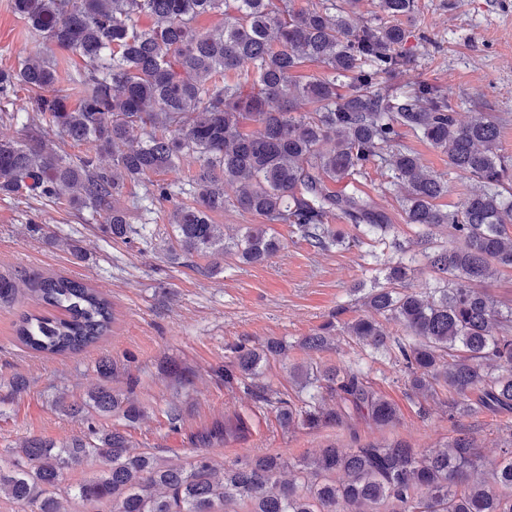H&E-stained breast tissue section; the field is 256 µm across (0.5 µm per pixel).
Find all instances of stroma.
<instances>
[{
    "label": "stroma",
    "instance_id": "35a3bbf8",
    "mask_svg": "<svg viewBox=\"0 0 512 512\" xmlns=\"http://www.w3.org/2000/svg\"><path fill=\"white\" fill-rule=\"evenodd\" d=\"M12 3L0 0V68L41 52L57 59L60 80L82 69L79 56L31 39ZM403 26L402 50L410 61L403 82L427 80L441 86L458 121H469L477 112L498 115L500 149L512 158V0H415L414 12ZM401 143L428 171L445 175L448 192L438 199L439 208L461 209L472 181L450 170L447 157L420 136L403 134ZM199 166L191 156L162 173L175 196L149 213L132 206L142 188L127 189L121 204L129 223L148 224L150 237L145 241L109 238L99 230V218L63 203L0 196V274L25 268L85 282L106 295L114 315L112 332L105 339L78 353L45 357L22 348L14 333L21 317L38 312V305L21 297L0 307V451L20 447L31 436L61 440L83 435L85 423L65 416L54 402L62 396L83 397L94 389L101 381L96 362L107 355L115 368L113 387L137 379L133 397L146 415L134 424L114 415L98 420V427L120 431L133 451L154 453L168 465L187 464L199 452L219 467L264 453L295 465L331 444L351 448L358 442L394 440L430 451L466 434L478 440L485 467H492L501 445L512 436L506 416L449 417L440 400L410 395L402 368L392 358L372 355L369 347L344 334H337L333 349L322 353L299 346L332 315L348 322L367 314V295L388 285L384 263L398 260L401 249H414L418 228L405 219L400 185L391 184L374 167L358 183L389 214L391 234L400 249L366 238L356 246L320 251L280 224L276 230L281 248L275 255L254 265L228 255L215 272L207 260L189 259L176 250L170 223L175 205L189 203L182 190ZM34 223L43 225V233L29 232ZM71 240L82 246L84 258L70 253ZM270 338L288 346L282 358L261 367L259 383L273 396L296 399L294 367L357 365L398 407L399 422L380 429L355 418L339 427L283 430L274 408L250 391L226 388L216 373L234 346L258 347ZM168 358L192 372L191 386L180 387L162 373L160 365ZM18 377L27 389L15 395L11 383ZM171 406L182 413V422L174 429L165 415ZM237 413L248 419L246 437L202 442L204 433Z\"/></svg>",
    "mask_w": 512,
    "mask_h": 512
}]
</instances>
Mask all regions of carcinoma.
<instances>
[{"label": "carcinoma", "mask_w": 512, "mask_h": 512, "mask_svg": "<svg viewBox=\"0 0 512 512\" xmlns=\"http://www.w3.org/2000/svg\"><path fill=\"white\" fill-rule=\"evenodd\" d=\"M14 0L28 31L65 51L76 52L83 69L70 87H57L54 61L29 55L0 68V100L18 86L30 92L19 111L25 133L0 139V195L65 201L78 212L103 218L114 238L147 237V225L128 223L119 206L130 184L144 198L172 200L171 185L155 176L185 155L201 164L192 180L194 204L175 207L171 224L179 251L213 260L220 267L232 252L252 263L280 247L272 228L286 224L308 245L327 250L345 244L332 220L339 218L365 236L385 240L388 214L357 188L331 185L357 180L371 164L398 180L406 221L422 229L438 286L429 293L399 289L407 278L402 263L385 267L391 288L366 296L373 315L344 324L346 335L375 352L394 355L412 395L448 397L449 417L484 411L512 413V309H502L482 285L492 273L512 269V161L499 148L497 118L479 112L466 124L442 90L419 81L398 84L407 61L399 51L406 31L395 23L410 16L415 0H378L379 14L351 22L360 0H345L332 12L308 4L298 9L281 0ZM219 12L224 24L201 33L197 17ZM141 16L154 19L138 27ZM319 62L330 75L305 82L295 72ZM349 91L341 94L337 81ZM311 112H300L303 104ZM254 124L257 129L247 130ZM422 135L448 156V166L474 181L462 209L443 211L435 201L448 182L399 146L401 130ZM85 150L69 154L54 137ZM112 157L104 167L99 156ZM238 186L232 205L265 218L244 236L224 241L211 214L224 210L225 187ZM448 229L451 244H434L433 232ZM29 292L56 313L27 314L16 340L45 356L77 353L112 329V303L96 289L69 277L38 271L0 275V306ZM393 319L403 331L390 336L376 316ZM336 323L302 339L319 353L333 346ZM270 339L258 349L237 346L224 367V385L250 389L260 363L284 354ZM102 383L82 399L58 402L59 410L82 418L88 434L65 442L31 437L12 455H0V497L26 512H62L61 501L93 506V512H228L237 499L255 501L254 512H512V436L490 476L478 471L479 445L459 435L445 449L422 453L409 443L368 442L343 450L333 444L279 479L284 462L259 455L221 471L208 457L166 466L152 453L129 451L118 431L95 419L118 414L130 423L144 416L130 397L135 383L112 388V361L98 363ZM180 386L191 383L180 363L167 367ZM307 397L301 406L258 398L276 409L284 429H309L355 417L387 427L398 420L363 370L352 366L296 368ZM241 416L203 436L240 434ZM89 457L102 473L75 485L67 470Z\"/></svg>", "instance_id": "cac0c4a2"}]
</instances>
